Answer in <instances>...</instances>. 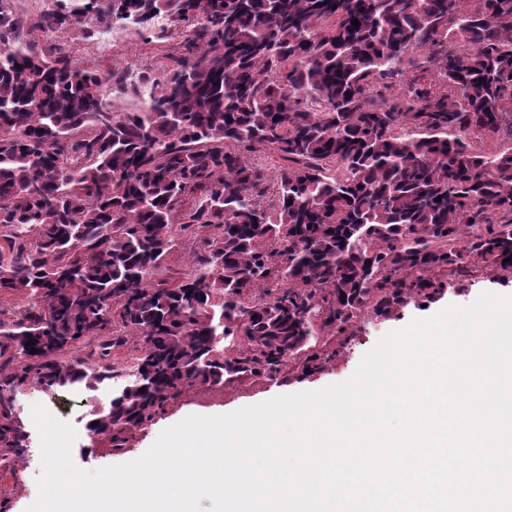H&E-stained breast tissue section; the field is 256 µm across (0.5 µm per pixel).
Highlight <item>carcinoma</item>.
<instances>
[{
    "label": "carcinoma",
    "mask_w": 512,
    "mask_h": 512,
    "mask_svg": "<svg viewBox=\"0 0 512 512\" xmlns=\"http://www.w3.org/2000/svg\"><path fill=\"white\" fill-rule=\"evenodd\" d=\"M10 2L0 299L28 305L0 319V448L30 446L24 385L95 391L130 338L131 378L85 424L111 452L193 386L320 369L473 265L512 281V147L487 149L512 139V0ZM118 23L182 36L172 65L132 83L22 39ZM185 234L196 251L162 276Z\"/></svg>",
    "instance_id": "cac0c4a2"
}]
</instances>
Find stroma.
<instances>
[{
  "instance_id": "1",
  "label": "stroma",
  "mask_w": 512,
  "mask_h": 512,
  "mask_svg": "<svg viewBox=\"0 0 512 512\" xmlns=\"http://www.w3.org/2000/svg\"><path fill=\"white\" fill-rule=\"evenodd\" d=\"M30 40L37 48L57 50L80 63L101 66H116L139 75L147 69H160L167 62L173 39H144L135 30L126 29L115 42L108 55H100L94 49L95 36L79 32L51 33L35 31ZM468 286L458 294H442L427 306L414 305L403 309L399 317L377 319L356 329L350 336L338 358L332 359L323 368L306 377L291 380L281 375L262 376L242 384L222 388L196 386L186 390L170 402L165 410L145 428L135 432L126 448L119 453L107 454V439L90 438L85 429L86 415L99 405L107 404L112 396L111 387L96 391L61 390L46 393L27 385L16 394L19 415L30 434V446L8 465H0V512H26L38 496L37 479L41 473L40 436L31 416L33 404H41L59 418L71 424L77 433L72 447V459L81 469L92 471L106 466L129 462L142 456L156 441L160 433L190 415H220L234 412L246 406L259 404L282 395L302 391H315L327 385L340 383L350 378L365 353L371 350L386 333L408 326L413 320L425 319L451 304L468 305L485 292L512 295V283H495L488 272L472 267Z\"/></svg>"
}]
</instances>
